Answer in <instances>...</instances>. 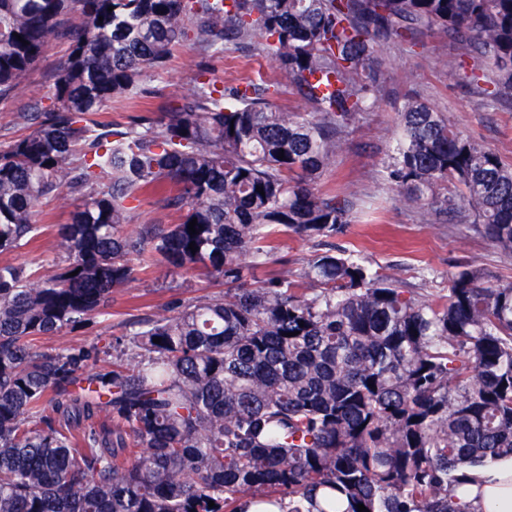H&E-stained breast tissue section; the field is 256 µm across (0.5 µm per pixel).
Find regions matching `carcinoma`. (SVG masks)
I'll return each instance as SVG.
<instances>
[{
  "label": "carcinoma",
  "mask_w": 512,
  "mask_h": 512,
  "mask_svg": "<svg viewBox=\"0 0 512 512\" xmlns=\"http://www.w3.org/2000/svg\"><path fill=\"white\" fill-rule=\"evenodd\" d=\"M421 29L455 39L449 67L479 93L512 96V0H0V98L69 41L51 104L0 150V250L40 234L41 199L73 206L61 268L0 265V512H238L245 496L281 512H472L463 470L512 456V284L464 267L420 301L336 252L349 202L313 186L376 101L381 42ZM255 38L313 112L201 70L161 118H90L185 41L218 55ZM475 57L482 74L465 71ZM386 169L512 253V167L425 103L399 110ZM147 194L179 222L124 234ZM288 235L323 251L298 280L248 285L243 257L263 264ZM153 262L224 295L135 321V352L110 369L86 373L105 349L38 345Z\"/></svg>",
  "instance_id": "carcinoma-1"
}]
</instances>
